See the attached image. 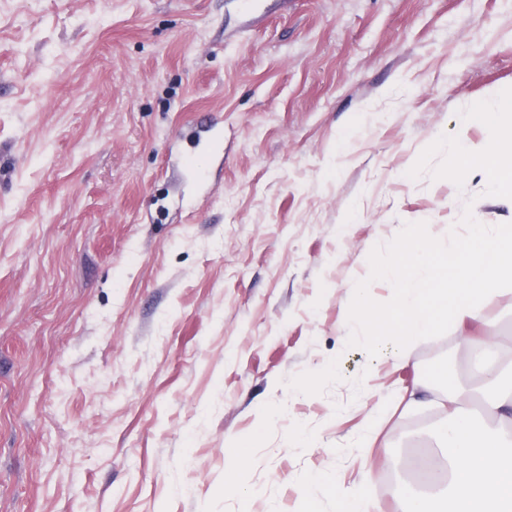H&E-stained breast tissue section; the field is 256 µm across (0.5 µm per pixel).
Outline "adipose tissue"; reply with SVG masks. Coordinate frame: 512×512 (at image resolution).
<instances>
[{
    "instance_id": "obj_1",
    "label": "adipose tissue",
    "mask_w": 512,
    "mask_h": 512,
    "mask_svg": "<svg viewBox=\"0 0 512 512\" xmlns=\"http://www.w3.org/2000/svg\"><path fill=\"white\" fill-rule=\"evenodd\" d=\"M480 120L494 130L493 139L467 145L451 167L457 175L479 174L512 197V94L495 107L480 111ZM435 251L434 239L418 233L397 246L391 265L378 276L394 278L400 300L390 311L373 306L367 288L355 292L351 329L368 333L373 344L394 338V359L408 364L416 340L436 333L448 321L483 325V336L470 342L475 372L484 383L481 413L471 408L472 394L453 388L447 366L433 375L451 384L446 394L448 417L439 431L447 463L430 468L419 484L397 488L399 512H512V431L497 426L505 409H512V362L498 361L500 338L487 323L483 300L498 286L512 281V232L488 236L485 225L468 227L463 250L442 258V272L428 273Z\"/></svg>"
}]
</instances>
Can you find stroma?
<instances>
[{"label":"stroma","instance_id":"1","mask_svg":"<svg viewBox=\"0 0 512 512\" xmlns=\"http://www.w3.org/2000/svg\"><path fill=\"white\" fill-rule=\"evenodd\" d=\"M511 92L512 0H0V512H395L469 348L395 366L353 292L512 226L448 173ZM228 447L225 448V452L229 457L230 465L225 471V484L238 487L254 445L252 440H235Z\"/></svg>","mask_w":512,"mask_h":512}]
</instances>
